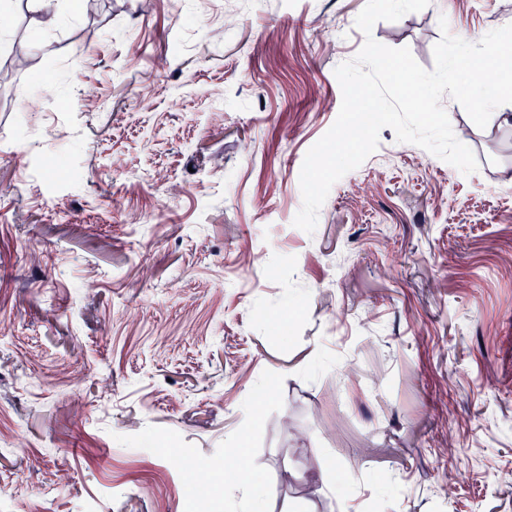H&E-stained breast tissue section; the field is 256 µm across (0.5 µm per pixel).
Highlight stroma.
<instances>
[{"label": "stroma", "instance_id": "1", "mask_svg": "<svg viewBox=\"0 0 512 512\" xmlns=\"http://www.w3.org/2000/svg\"><path fill=\"white\" fill-rule=\"evenodd\" d=\"M56 2L0 9V512H248L228 448L267 512H512V103L443 97L469 175L383 128L309 234L366 0ZM443 18L512 0L371 35L430 70ZM224 470L226 471V487H232L238 490L249 498L254 507H258L261 494L258 486L252 479L246 478L242 470L236 467H225L224 465Z\"/></svg>", "mask_w": 512, "mask_h": 512}]
</instances>
